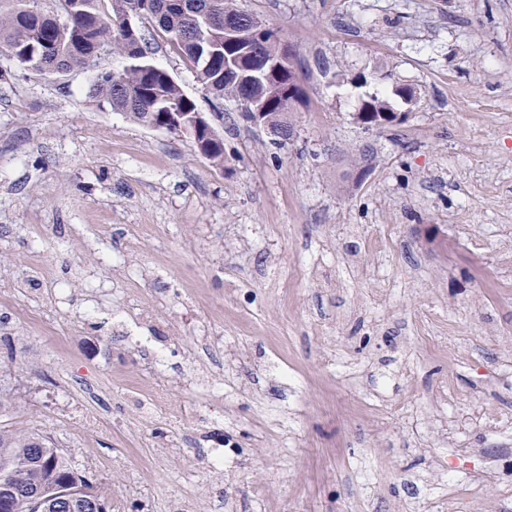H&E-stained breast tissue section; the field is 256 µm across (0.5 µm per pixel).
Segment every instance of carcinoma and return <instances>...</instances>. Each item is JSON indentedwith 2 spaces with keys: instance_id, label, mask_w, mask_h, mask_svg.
<instances>
[{
  "instance_id": "obj_1",
  "label": "carcinoma",
  "mask_w": 512,
  "mask_h": 512,
  "mask_svg": "<svg viewBox=\"0 0 512 512\" xmlns=\"http://www.w3.org/2000/svg\"><path fill=\"white\" fill-rule=\"evenodd\" d=\"M109 2L110 9L102 8ZM55 8L44 13L37 0H0V56L16 69L52 76L57 71L89 70L93 76L88 96L106 102L112 110L137 123L149 112H196V102L186 95L171 74L151 63L145 39H140L139 57L129 56L128 36L122 21L140 0H55ZM147 23L165 34L183 57L203 76V84L217 98L235 99L262 95L269 113L281 115L282 94L294 81V68L284 63L267 81L251 88L224 79V32L213 37L215 54H209L195 34L200 14L238 17L243 10L237 0H148ZM122 60L110 82V72L97 69L91 60L99 44ZM62 478L77 475L55 445L38 433L0 428V485L26 487L36 467Z\"/></svg>"
}]
</instances>
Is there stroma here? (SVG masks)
Returning a JSON list of instances; mask_svg holds the SVG:
<instances>
[{
  "instance_id": "35a3bbf8",
  "label": "stroma",
  "mask_w": 512,
  "mask_h": 512,
  "mask_svg": "<svg viewBox=\"0 0 512 512\" xmlns=\"http://www.w3.org/2000/svg\"><path fill=\"white\" fill-rule=\"evenodd\" d=\"M239 5L299 52L291 144L149 26L222 166L90 72L0 82V425L108 512H512V0ZM378 93L370 96L362 112H354L353 119L365 132H381L390 127L404 123L411 112L395 111L394 105L388 100L378 97ZM379 114L376 116V113ZM241 105L246 108L245 112L241 113V118L247 124L263 128L267 130L270 134H273V130L268 125L267 119L265 117L266 112H264L263 108L260 104L254 99L241 98Z\"/></svg>"
}]
</instances>
